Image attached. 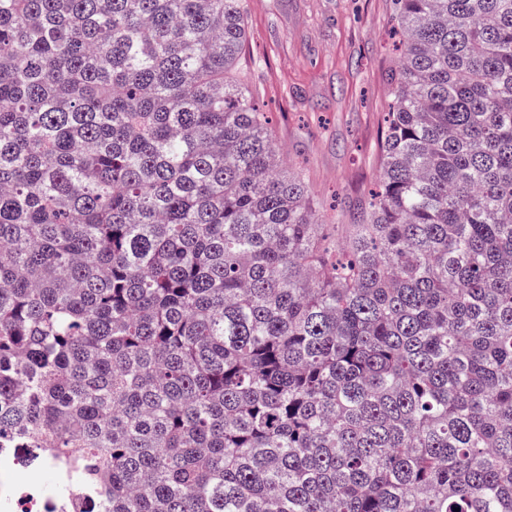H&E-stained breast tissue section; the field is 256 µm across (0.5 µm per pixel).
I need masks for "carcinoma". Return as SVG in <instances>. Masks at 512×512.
I'll list each match as a JSON object with an SVG mask.
<instances>
[{"label": "carcinoma", "mask_w": 512, "mask_h": 512, "mask_svg": "<svg viewBox=\"0 0 512 512\" xmlns=\"http://www.w3.org/2000/svg\"><path fill=\"white\" fill-rule=\"evenodd\" d=\"M334 224L245 0H0V442L103 512H512V0H393Z\"/></svg>", "instance_id": "cac0c4a2"}]
</instances>
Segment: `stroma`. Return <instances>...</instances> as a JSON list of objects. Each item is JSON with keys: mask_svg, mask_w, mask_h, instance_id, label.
I'll return each instance as SVG.
<instances>
[{"mask_svg": "<svg viewBox=\"0 0 512 512\" xmlns=\"http://www.w3.org/2000/svg\"><path fill=\"white\" fill-rule=\"evenodd\" d=\"M237 69L313 194L352 217L380 174L398 60L391 0H246Z\"/></svg>", "mask_w": 512, "mask_h": 512, "instance_id": "obj_1", "label": "stroma"}]
</instances>
